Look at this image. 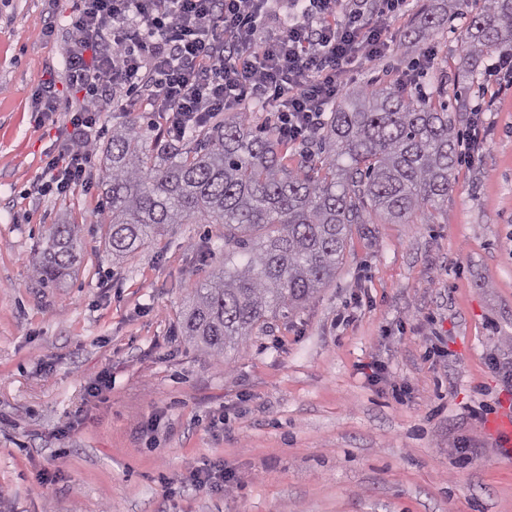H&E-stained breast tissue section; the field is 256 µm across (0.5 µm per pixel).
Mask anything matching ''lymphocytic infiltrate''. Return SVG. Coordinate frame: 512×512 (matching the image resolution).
Instances as JSON below:
<instances>
[{
    "mask_svg": "<svg viewBox=\"0 0 512 512\" xmlns=\"http://www.w3.org/2000/svg\"><path fill=\"white\" fill-rule=\"evenodd\" d=\"M408 0H75L67 58L74 85L92 92L148 88L171 136L255 100L288 141L320 128L349 68L395 50ZM96 101L70 119L71 145L51 158L43 186L86 173Z\"/></svg>",
    "mask_w": 512,
    "mask_h": 512,
    "instance_id": "lymphocytic-infiltrate-1",
    "label": "lymphocytic infiltrate"
}]
</instances>
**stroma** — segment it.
Returning a JSON list of instances; mask_svg holds the SVG:
<instances>
[{
    "instance_id": "obj_1",
    "label": "stroma",
    "mask_w": 512,
    "mask_h": 512,
    "mask_svg": "<svg viewBox=\"0 0 512 512\" xmlns=\"http://www.w3.org/2000/svg\"><path fill=\"white\" fill-rule=\"evenodd\" d=\"M0 0V512H512V86L462 89L459 0L430 42L362 61L350 88L397 84L483 112L481 161L455 171L433 220L354 227L336 276L217 363L180 312L224 263L219 224H172L117 263L104 245L100 162L85 185L40 189L86 100L68 81L70 7ZM436 53L418 69L423 47ZM54 112L35 120L39 87ZM146 93L103 98L98 142L123 104L166 137ZM81 226L80 261L44 286L31 261L49 225ZM102 396H88L101 376ZM223 463L233 488L194 486ZM52 485L37 491L41 474Z\"/></svg>"
}]
</instances>
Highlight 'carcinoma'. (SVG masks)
<instances>
[{
    "label": "carcinoma",
    "mask_w": 512,
    "mask_h": 512,
    "mask_svg": "<svg viewBox=\"0 0 512 512\" xmlns=\"http://www.w3.org/2000/svg\"><path fill=\"white\" fill-rule=\"evenodd\" d=\"M440 22L424 14L404 39L430 40ZM467 84L481 60L512 52V0H483L459 39ZM200 147H160L133 117L101 154L106 206L100 223L122 261L170 224L224 226V266L192 289L182 314L188 344L218 360L270 317L312 299L343 263L352 226L374 218L431 219L448 201L460 132L448 101L395 88L349 90L331 109L315 152L288 166L287 145L257 131L247 113L191 131ZM80 225L53 224L32 274L54 284L78 261Z\"/></svg>",
    "instance_id": "obj_1"
}]
</instances>
